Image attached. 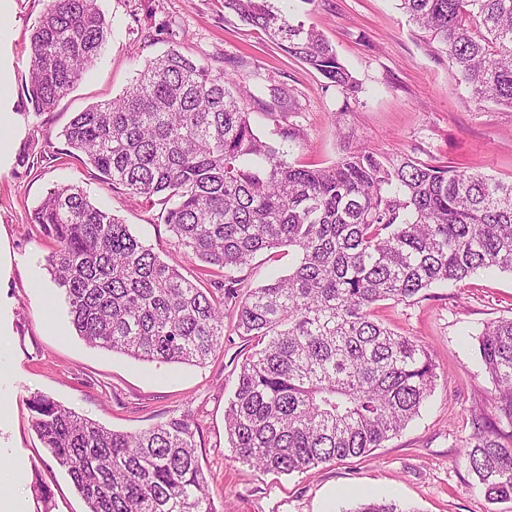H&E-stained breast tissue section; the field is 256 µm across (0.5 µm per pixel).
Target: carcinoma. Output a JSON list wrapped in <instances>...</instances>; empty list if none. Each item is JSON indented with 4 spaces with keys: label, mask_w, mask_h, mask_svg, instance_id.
Returning <instances> with one entry per match:
<instances>
[{
    "label": "carcinoma",
    "mask_w": 512,
    "mask_h": 512,
    "mask_svg": "<svg viewBox=\"0 0 512 512\" xmlns=\"http://www.w3.org/2000/svg\"><path fill=\"white\" fill-rule=\"evenodd\" d=\"M448 57L477 103L512 109V0H400ZM318 71L345 100L358 82L319 34L267 0H224ZM108 23L97 0H50L30 38L27 93L38 112L66 97L94 64ZM224 70L172 48L148 59L119 97L77 113L62 130L98 179L145 205L162 196L172 251L161 258L83 189L60 185L32 223L55 243L46 270L84 342L144 362L203 365L224 345L235 310L237 387L224 428L238 460L290 474L368 455L418 415L437 379L428 348L375 319L481 269L512 273V182L349 149L330 166L288 161L256 134L247 100ZM293 248L291 271L240 293L261 251ZM209 272L186 279L185 262ZM491 406L512 425V318L478 336ZM32 428L70 476L86 512H216L188 414L135 432L108 429L44 395ZM485 497L512 500V438L494 427L462 453ZM352 512H413L366 502Z\"/></svg>",
    "instance_id": "cac0c4a2"
}]
</instances>
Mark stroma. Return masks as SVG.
Here are the masks:
<instances>
[{
  "label": "stroma",
  "instance_id": "stroma-1",
  "mask_svg": "<svg viewBox=\"0 0 512 512\" xmlns=\"http://www.w3.org/2000/svg\"><path fill=\"white\" fill-rule=\"evenodd\" d=\"M319 31L361 85L345 102L315 70L262 30L224 9V0H98L108 40L96 64L51 110L35 112L26 91L30 37L49 0H11L0 16V112L15 117L14 153L0 166V467H22L20 512H85L70 476L55 465L31 427L29 400L44 395L110 429L136 431L173 416L198 424L197 450L218 512H352L358 504L393 499L413 512H512V501L486 499L460 456L477 413H490L493 384L476 350L487 323L512 317V273L480 270L438 285L412 301L380 303L375 314L393 331L429 347L438 375L418 417L369 457L288 475L264 473L235 459L224 432V405L237 383L241 339L233 312L224 314V348L205 365L141 362L89 347L76 335L64 294L45 269L53 245L31 216L53 187L80 185L99 208L166 255L169 234L159 208L148 209L121 187L69 157L61 135L74 113L111 100L146 59L175 48L212 70L238 61V79L259 97L268 85L288 95L285 111L249 105L253 128L298 129L289 161L327 166L354 145L379 155L512 181V109L476 103L455 79L448 58L428 45L399 0H269ZM52 156L30 167L26 154ZM296 261L283 247L255 255L243 288L263 284Z\"/></svg>",
  "mask_w": 512,
  "mask_h": 512
}]
</instances>
